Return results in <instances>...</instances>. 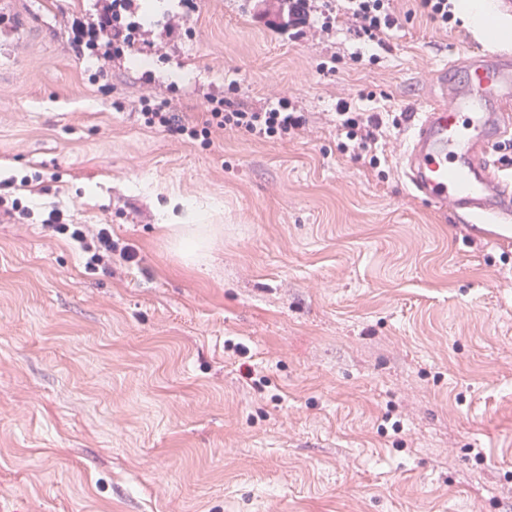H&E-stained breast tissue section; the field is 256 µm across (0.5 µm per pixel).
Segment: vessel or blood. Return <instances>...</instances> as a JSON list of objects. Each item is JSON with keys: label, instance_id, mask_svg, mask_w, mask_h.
Listing matches in <instances>:
<instances>
[{"label": "vessel or blood", "instance_id": "1", "mask_svg": "<svg viewBox=\"0 0 512 512\" xmlns=\"http://www.w3.org/2000/svg\"><path fill=\"white\" fill-rule=\"evenodd\" d=\"M412 134L403 174L426 205L491 222L494 236L512 238V172H503L491 148L512 134V55L480 50L460 81L441 98L410 110Z\"/></svg>", "mask_w": 512, "mask_h": 512}]
</instances>
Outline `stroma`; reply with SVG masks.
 <instances>
[{
    "label": "stroma",
    "mask_w": 512,
    "mask_h": 512,
    "mask_svg": "<svg viewBox=\"0 0 512 512\" xmlns=\"http://www.w3.org/2000/svg\"><path fill=\"white\" fill-rule=\"evenodd\" d=\"M120 59L97 0H0V512H512V245L413 197L408 124L342 148L336 102L408 112L484 37L394 0L384 46L290 35L278 0H153ZM445 71V70H444ZM290 98L303 137L210 146L149 93ZM67 224L108 225L111 271ZM219 225L182 257L166 209ZM42 227L53 236L67 237L77 244L85 258V267L111 270L112 233L108 228L101 227L90 233L82 224H63L57 210L48 213Z\"/></svg>",
    "instance_id": "stroma-1"
}]
</instances>
